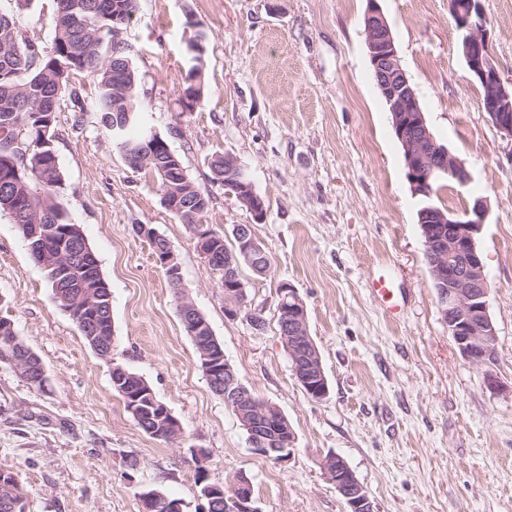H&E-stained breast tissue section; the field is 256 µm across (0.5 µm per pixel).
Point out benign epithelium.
Here are the masks:
<instances>
[{
    "label": "benign epithelium",
    "instance_id": "1",
    "mask_svg": "<svg viewBox=\"0 0 512 512\" xmlns=\"http://www.w3.org/2000/svg\"><path fill=\"white\" fill-rule=\"evenodd\" d=\"M456 28L470 79L485 89V112L502 139L512 143V79L506 80L495 62L482 0H456L453 3ZM366 45L375 82L386 99L397 135L404 147L407 179L414 195L421 197L420 223L424 224L425 257L435 283L438 305L448 332L455 336L462 356L479 366L491 365L496 356L497 334L489 315L490 285L476 242L488 214L485 200L477 198L462 212L444 210L433 201L430 180L449 178L460 185L470 181L464 162L448 146L437 142L427 127L415 92L409 85L391 29L378 0H367L364 18ZM26 153L47 158L53 155L51 143L32 138L18 143ZM224 189L236 197L255 219L265 215V205L255 193L245 171L231 155L224 156ZM233 247L224 252V311L230 318L244 316L251 322L261 310L249 307L245 283L240 275L241 263L254 273L264 275L269 263L254 234L253 226L235 228ZM196 248L203 258L213 253L212 230L204 224L194 225ZM156 262L176 278L180 265L171 246L157 250ZM277 311L283 314L281 339L294 360V374L304 391L314 399L324 398L329 390L319 350L310 335L305 303L297 289L282 282L278 289ZM203 369L210 382L224 380L226 391L237 406L236 412L247 431L249 445L256 453L271 457L279 464L288 462L296 444V435L288 423L282 429L269 427L265 406L248 398L235 369L229 363L219 366V354L211 347L199 348ZM31 352L20 347L5 355L4 361L21 374L30 368ZM328 481L341 496L346 512H377L374 501L349 465L339 456L321 461ZM146 512H183L182 502L171 501L161 493L144 498ZM226 512H261L254 498L253 486L245 476L232 484L225 499Z\"/></svg>",
    "mask_w": 512,
    "mask_h": 512
}]
</instances>
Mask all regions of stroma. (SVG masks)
Returning a JSON list of instances; mask_svg holds the SVG:
<instances>
[{"instance_id": "35a3bbf8", "label": "stroma", "mask_w": 512, "mask_h": 512, "mask_svg": "<svg viewBox=\"0 0 512 512\" xmlns=\"http://www.w3.org/2000/svg\"><path fill=\"white\" fill-rule=\"evenodd\" d=\"M448 2L379 0L431 131L470 174L463 187L439 181L434 203L455 212L478 198L488 203L478 245L495 364L466 360L441 318L417 223L421 199L372 74L367 0H138L124 31L146 106L135 127L164 138L208 192L212 230L252 225L271 268L267 277L242 278L266 328L225 315L224 290L189 226L165 209L155 174L125 163L98 122L96 81L76 75L80 103L63 102L57 114L60 199L112 290V358L89 347L0 213V317L39 355L49 379L40 390L0 365V471L16 475L26 512H144L147 487L198 512L189 453L138 428L112 389L116 363L152 385L188 445L208 450L212 477L251 480L261 512H345L321 469L329 454L348 463L378 512H512V146L481 108ZM482 3L493 54L512 79V0ZM55 16V0H33L17 21L47 48ZM192 40L204 52L201 99L188 109ZM224 153L263 199L262 222L214 181L211 162ZM139 224L170 243L184 293L241 381L287 417L297 436L288 463L256 454L208 387ZM380 275L393 284L396 313L370 290ZM283 282L306 306L329 385L320 400L296 380L278 335ZM490 374L497 388L488 387ZM133 458L129 482L122 473Z\"/></svg>"}]
</instances>
